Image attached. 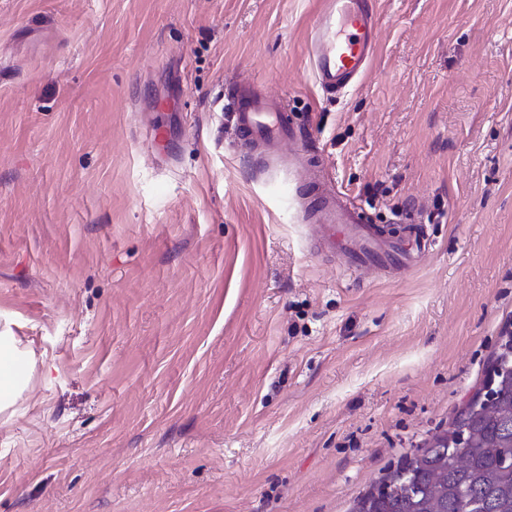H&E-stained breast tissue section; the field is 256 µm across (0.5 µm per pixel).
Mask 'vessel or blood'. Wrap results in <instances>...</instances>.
<instances>
[{"mask_svg": "<svg viewBox=\"0 0 512 512\" xmlns=\"http://www.w3.org/2000/svg\"><path fill=\"white\" fill-rule=\"evenodd\" d=\"M377 21L376 0H324L307 42L314 78L324 94L341 93L366 72L377 49ZM224 109L243 144L274 152L296 138L284 106L265 94L259 82L225 84ZM303 187V221L319 227L324 248L339 255L346 272L402 269L430 249L414 218L372 223L366 209L324 172L306 178Z\"/></svg>", "mask_w": 512, "mask_h": 512, "instance_id": "vessel-or-blood-1", "label": "vessel or blood"}]
</instances>
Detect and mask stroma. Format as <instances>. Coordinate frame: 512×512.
Listing matches in <instances>:
<instances>
[{
	"instance_id": "obj_1",
	"label": "stroma",
	"mask_w": 512,
	"mask_h": 512,
	"mask_svg": "<svg viewBox=\"0 0 512 512\" xmlns=\"http://www.w3.org/2000/svg\"><path fill=\"white\" fill-rule=\"evenodd\" d=\"M322 0H0V512H349L512 338V0H377L329 100ZM283 98L337 187L432 239L342 276L220 97ZM162 122L165 154L148 129ZM16 346L5 336L0 341V410L10 407L19 397L25 384L14 371Z\"/></svg>"
}]
</instances>
